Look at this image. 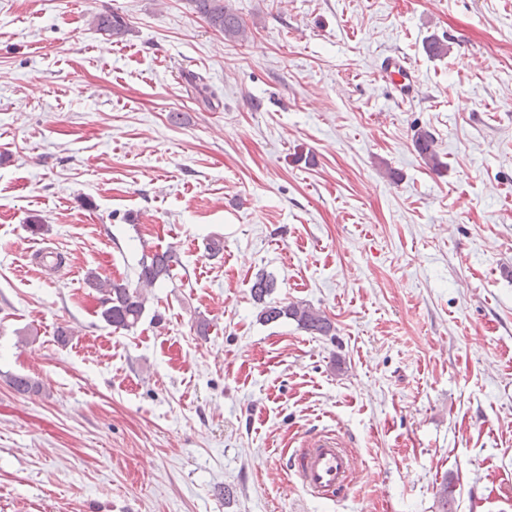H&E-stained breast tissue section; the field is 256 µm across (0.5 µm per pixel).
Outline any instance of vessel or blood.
<instances>
[{
  "label": "vessel or blood",
  "mask_w": 512,
  "mask_h": 512,
  "mask_svg": "<svg viewBox=\"0 0 512 512\" xmlns=\"http://www.w3.org/2000/svg\"><path fill=\"white\" fill-rule=\"evenodd\" d=\"M286 466L306 493L333 501L345 495L358 461L344 448L339 436L325 433L307 440L289 457Z\"/></svg>",
  "instance_id": "obj_1"
}]
</instances>
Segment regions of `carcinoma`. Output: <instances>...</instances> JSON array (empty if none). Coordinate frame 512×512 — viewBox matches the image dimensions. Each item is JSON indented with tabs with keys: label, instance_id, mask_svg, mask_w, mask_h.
Returning a JSON list of instances; mask_svg holds the SVG:
<instances>
[{
	"label": "carcinoma",
	"instance_id": "1",
	"mask_svg": "<svg viewBox=\"0 0 512 512\" xmlns=\"http://www.w3.org/2000/svg\"><path fill=\"white\" fill-rule=\"evenodd\" d=\"M194 10L206 20L210 27L224 34L229 41H244L247 39L246 27L224 0H191ZM97 28L112 39L121 40L129 32L125 18L117 12L106 11L94 17ZM414 144L419 155L434 171L443 166L435 149L433 134L419 128L414 132ZM182 266L181 255L174 247L164 250H151L142 254L139 260L137 285L133 286L124 280L100 279L91 272L87 276L89 287L96 289L102 295V319L108 325L129 330L136 326L143 317L148 303L145 289L152 288L158 283L171 280L174 271ZM275 288L274 279L259 274L250 287V294L256 305L260 307L259 320L264 323L276 322L280 319H290L311 334L330 336L335 330L332 321L321 311L308 304H287L269 300Z\"/></svg>",
	"mask_w": 512,
	"mask_h": 512
}]
</instances>
